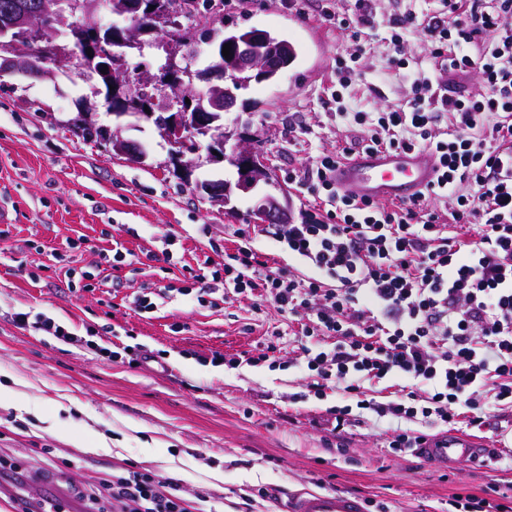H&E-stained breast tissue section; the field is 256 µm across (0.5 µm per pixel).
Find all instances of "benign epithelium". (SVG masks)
<instances>
[{
	"mask_svg": "<svg viewBox=\"0 0 512 512\" xmlns=\"http://www.w3.org/2000/svg\"><path fill=\"white\" fill-rule=\"evenodd\" d=\"M103 4V0H81L75 4L69 0L60 7L61 24L75 32L81 22L90 21L92 14ZM38 6L29 0H19L14 7L0 15V37L8 41L0 45L11 50V56L4 60L3 66L21 71L23 56L32 47L59 51L63 48L58 29H43L38 22ZM72 21H67V18ZM153 23L142 15H136L131 25L124 29L119 44L134 48L141 44L142 36L149 33ZM281 46L269 42L261 32H255L237 42L233 56L226 62L206 72L192 69L181 55L177 42L167 45V56L160 74H146L141 78L142 85H154L163 89L160 97L143 91L131 92L127 88L124 70L110 71L112 92L124 108L122 115H135L146 121L154 122L160 136L170 147L168 163L172 164L186 182H195L198 190L206 193L211 202L227 205L231 202L234 190L249 191L258 182L271 183L269 165L257 155L241 133L219 124L221 114L228 113L236 105V97L224 92L219 84L211 83L213 78H227L238 84L243 83L242 76L250 73L260 74L274 67L282 55ZM120 56V52L98 41L85 45L82 57ZM206 86L199 89L196 83ZM190 103H185V100ZM77 119L84 127L99 130L104 140L112 144L113 150L127 154L135 162L142 163L147 153L122 135L123 128L100 125L90 112L77 113ZM206 148L207 158L211 161L224 160L237 169L239 176L235 184L222 181L192 180L201 166L199 152ZM286 208L275 197L262 199L254 214L262 222L279 223L283 220Z\"/></svg>",
	"mask_w": 512,
	"mask_h": 512,
	"instance_id": "1",
	"label": "benign epithelium"
}]
</instances>
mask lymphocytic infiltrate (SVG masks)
Masks as SVG:
<instances>
[{
	"label": "lymphocytic infiltrate",
	"mask_w": 512,
	"mask_h": 512,
	"mask_svg": "<svg viewBox=\"0 0 512 512\" xmlns=\"http://www.w3.org/2000/svg\"><path fill=\"white\" fill-rule=\"evenodd\" d=\"M322 20L347 31L355 47L337 62L331 99L338 104L360 76L376 28L371 0L325 11ZM416 27L435 69H478L486 95L415 77L403 105L355 113L364 134L344 152L428 150L441 164L438 181L390 208L336 188L329 174L339 155L320 153L288 171L314 209L303 223L269 230L305 272L269 266L247 224L231 229L238 245L224 255L225 295L252 296L297 317L309 390L356 396L355 405L329 408L337 433L357 408L445 426L464 414L482 427L486 390L495 404L512 406V0H438L432 9L398 12L386 30L396 53ZM441 199L452 209L436 208ZM464 224L478 225L476 238H459ZM386 377L403 381L394 399L364 397L366 381ZM82 499L84 512H188L177 482L130 466Z\"/></svg>",
	"instance_id": "obj_1"
}]
</instances>
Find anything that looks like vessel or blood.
I'll use <instances>...</instances> for the list:
<instances>
[{"mask_svg": "<svg viewBox=\"0 0 512 512\" xmlns=\"http://www.w3.org/2000/svg\"><path fill=\"white\" fill-rule=\"evenodd\" d=\"M439 175L434 158L424 151H362L337 164L331 177L337 188L360 199L409 202L425 192ZM423 456L442 463L456 458L475 465L487 452L473 440L455 438L442 447L423 443ZM15 503L14 512H80L75 499L48 480L33 483L25 477L0 473V494ZM285 512H365L359 497L332 491H307L292 499Z\"/></svg>", "mask_w": 512, "mask_h": 512, "instance_id": "b4317fda", "label": "vessel or blood"}]
</instances>
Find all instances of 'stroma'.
<instances>
[{
	"label": "stroma",
	"instance_id": "35a3bbf8",
	"mask_svg": "<svg viewBox=\"0 0 512 512\" xmlns=\"http://www.w3.org/2000/svg\"><path fill=\"white\" fill-rule=\"evenodd\" d=\"M304 0L302 13L281 0H254L250 11L224 10V28L268 30L297 44V60L272 82L238 91L224 125L246 132L269 164L271 184L235 192L227 206L172 175L168 147L152 122L124 132L145 149L138 164L113 155L106 141H86L68 121L94 107L111 124L98 75L60 69L38 79L0 73V457L63 489L94 486L130 462L144 472L180 480L187 494H207L221 512H278L289 494L309 488L364 499L367 512H448L455 496L490 501L512 497V469L442 468L388 446L385 422L364 417L341 436L326 429L341 394L307 396L289 360L297 357L298 322L250 299L199 305L191 270L223 268L232 224H256L254 209L268 193L287 190L292 223L309 196L288 183L289 167L333 152L361 134L337 118L325 100L335 86L336 61L353 46L344 30L319 21L323 4ZM392 50L378 39L361 59L362 77L343 92L349 112H379L403 104L407 73L431 69L421 29L404 37L407 73L392 68ZM175 233L178 265L157 261L166 233ZM132 255L114 266V243ZM169 286L156 312L133 310L145 288ZM54 318L82 344L20 328L15 315ZM279 345L253 366L272 333ZM152 353L141 362L130 344ZM106 440L110 453L77 448ZM267 487L270 496H253Z\"/></svg>",
	"mask_w": 512,
	"mask_h": 512
}]
</instances>
